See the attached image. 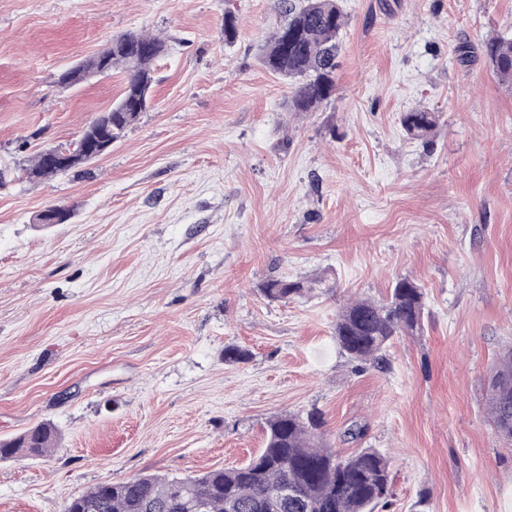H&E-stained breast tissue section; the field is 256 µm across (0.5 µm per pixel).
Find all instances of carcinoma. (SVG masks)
Here are the masks:
<instances>
[{"instance_id":"1","label":"carcinoma","mask_w":512,"mask_h":512,"mask_svg":"<svg viewBox=\"0 0 512 512\" xmlns=\"http://www.w3.org/2000/svg\"><path fill=\"white\" fill-rule=\"evenodd\" d=\"M285 22L261 50L262 62L291 82V105L296 112H314L330 99L335 86L339 37L346 24L338 0H279ZM482 54L501 78L512 79V35L500 34L481 44ZM165 51L158 36L126 32L109 48L65 72L60 83L73 86L108 75L115 68L128 74L122 98L112 104V139L123 138L150 106L153 65ZM406 135L427 140L438 115L415 109L400 115ZM79 168L54 164L38 151L20 168L25 182L42 181ZM322 285V280L273 279L263 295L288 301ZM425 291L417 282L400 277L383 300L354 299L336 315L334 333L340 349L357 368L378 365L399 336H418L424 329ZM484 402L496 432L512 445V347L504 349L491 370ZM321 414L288 413L267 422L264 446L243 465L218 468L196 476L148 474L101 483L70 498L63 512H375L389 505L392 471L384 455L362 448L341 455L324 443ZM55 430L41 425L0 443V458L16 454L44 456L51 451ZM288 485L297 497L286 502L272 496Z\"/></svg>"}]
</instances>
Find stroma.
Wrapping results in <instances>:
<instances>
[{
  "label": "stroma",
  "mask_w": 512,
  "mask_h": 512,
  "mask_svg": "<svg viewBox=\"0 0 512 512\" xmlns=\"http://www.w3.org/2000/svg\"><path fill=\"white\" fill-rule=\"evenodd\" d=\"M338 2L335 92L295 112L260 56L278 0H0L1 167L74 142L125 87L59 74L128 31L168 45L109 155L0 188V440L57 432L48 455L0 459V512L237 466L266 421L311 409L341 454L389 457V512H512V446L483 403L512 345V83L459 59L512 32V0ZM416 108L439 115L430 142L400 125ZM50 206L71 219L39 224ZM405 276L423 334L356 370L338 311ZM286 277L326 285L261 294ZM322 280L273 279L267 281L261 289L263 295L271 301H288L304 295L314 288H321Z\"/></svg>",
  "instance_id": "obj_1"
}]
</instances>
